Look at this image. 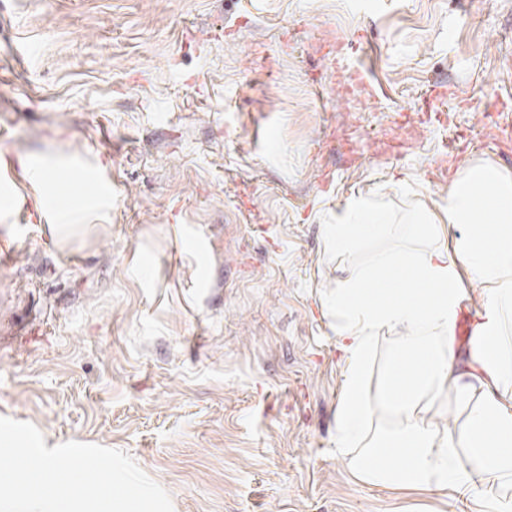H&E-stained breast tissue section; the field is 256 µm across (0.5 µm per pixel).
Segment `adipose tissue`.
<instances>
[{
    "instance_id": "1",
    "label": "adipose tissue",
    "mask_w": 512,
    "mask_h": 512,
    "mask_svg": "<svg viewBox=\"0 0 512 512\" xmlns=\"http://www.w3.org/2000/svg\"><path fill=\"white\" fill-rule=\"evenodd\" d=\"M447 212V224H415L403 236L359 199L329 227L340 251L374 237L397 240L353 269L331 300L346 371L338 452L363 481H397L468 497L482 512H512V176L488 166L459 174ZM466 285L487 289L488 299L464 361L455 336ZM385 335L391 356L373 395L366 378ZM445 396L466 417L442 434L430 414ZM379 413L393 422L383 435L372 427ZM384 457L399 468H383ZM494 487L502 494L492 500Z\"/></svg>"
}]
</instances>
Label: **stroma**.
I'll return each instance as SVG.
<instances>
[{
  "mask_svg": "<svg viewBox=\"0 0 512 512\" xmlns=\"http://www.w3.org/2000/svg\"><path fill=\"white\" fill-rule=\"evenodd\" d=\"M479 164L512 174V0H0V416L174 512H477L339 455L330 296L391 242L326 227L445 223ZM45 204L53 212L56 221L64 227H72L73 225L82 224H69L78 213L86 210L81 202L75 197L67 200L61 199L57 194H49L45 198Z\"/></svg>",
  "mask_w": 512,
  "mask_h": 512,
  "instance_id": "stroma-1",
  "label": "stroma"
}]
</instances>
